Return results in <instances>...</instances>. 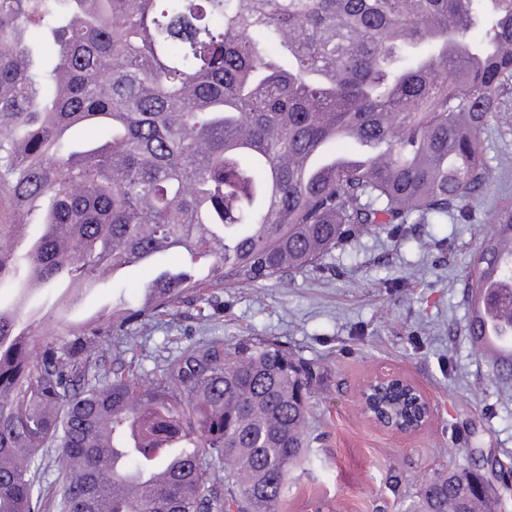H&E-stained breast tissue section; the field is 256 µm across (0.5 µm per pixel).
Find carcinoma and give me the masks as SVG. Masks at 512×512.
Here are the masks:
<instances>
[{"label": "carcinoma", "mask_w": 512, "mask_h": 512, "mask_svg": "<svg viewBox=\"0 0 512 512\" xmlns=\"http://www.w3.org/2000/svg\"><path fill=\"white\" fill-rule=\"evenodd\" d=\"M480 0H0V177L22 216L0 224V512H41L35 461L61 449V512H277L305 458L315 367L270 341L202 338L141 382L112 332L205 289L317 263L416 215L470 221L489 184L480 134L512 94V0L483 46L455 53ZM53 37L35 70L27 28ZM95 125L79 149L62 132ZM361 163L336 166L337 132ZM183 268L119 321L41 337L33 290L93 285L165 253ZM400 390L408 422L417 407ZM187 452L194 467L160 474ZM502 490L439 474L413 512H502Z\"/></svg>", "instance_id": "carcinoma-1"}]
</instances>
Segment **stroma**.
<instances>
[{
    "label": "stroma",
    "mask_w": 512,
    "mask_h": 512,
    "mask_svg": "<svg viewBox=\"0 0 512 512\" xmlns=\"http://www.w3.org/2000/svg\"><path fill=\"white\" fill-rule=\"evenodd\" d=\"M507 106L481 135L490 179L474 223H410L401 238L376 229L320 264L210 289L209 302H185L129 328L139 349L124 359L147 384L160 378L159 350L203 337L272 340L320 366L309 458L291 471L278 512H409L437 473L512 469V375L475 351L466 290L474 254L512 212V100ZM154 274L123 270L67 312L57 289H37V328L62 336L95 314L111 322L118 300L141 303ZM383 371L404 374L430 399L433 414L419 433L394 435L363 415L359 392Z\"/></svg>",
    "instance_id": "35a3bbf8"
}]
</instances>
